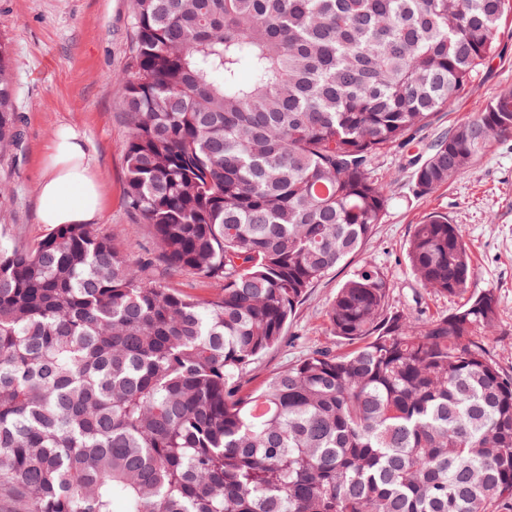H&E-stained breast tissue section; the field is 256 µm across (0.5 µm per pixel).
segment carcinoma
Listing matches in <instances>:
<instances>
[{"label": "carcinoma", "instance_id": "carcinoma-1", "mask_svg": "<svg viewBox=\"0 0 512 512\" xmlns=\"http://www.w3.org/2000/svg\"><path fill=\"white\" fill-rule=\"evenodd\" d=\"M509 13L512 0H131L124 197L161 265L88 224L33 244L0 233L9 512H512L499 295L472 288L448 215L414 225L405 263L455 309L417 319L365 264L326 307L337 348L248 378L388 210L372 162L474 81ZM20 121L0 42V152ZM511 133L506 89L416 159L413 197ZM170 271L218 288L195 298Z\"/></svg>", "mask_w": 512, "mask_h": 512}]
</instances>
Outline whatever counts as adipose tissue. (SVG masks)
<instances>
[{"label":"adipose tissue","instance_id":"ef3b65f1","mask_svg":"<svg viewBox=\"0 0 512 512\" xmlns=\"http://www.w3.org/2000/svg\"><path fill=\"white\" fill-rule=\"evenodd\" d=\"M38 217L49 228L61 224L96 223L105 198L92 164L87 141L69 125L52 139L46 171L38 186Z\"/></svg>","mask_w":512,"mask_h":512}]
</instances>
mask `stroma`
<instances>
[{"label": "stroma", "mask_w": 512, "mask_h": 512, "mask_svg": "<svg viewBox=\"0 0 512 512\" xmlns=\"http://www.w3.org/2000/svg\"><path fill=\"white\" fill-rule=\"evenodd\" d=\"M131 39L130 0H0V41L8 44L16 78V104L22 117L19 149L0 154V179L10 195L0 202V224L25 243L48 231L38 220V184L44 157L59 125L84 133L105 192V208L95 229L133 258L156 253L148 225L126 206L124 143L128 136L112 74L126 71ZM497 54L471 86L431 128L408 147L379 156L373 173L392 204L361 250L309 291L288 327V344L256 361L253 384L299 359L309 346H335L324 311L338 286L363 263L379 267L393 289L394 302L412 312L444 313L454 299L418 289L404 261L414 224L433 212L447 214L461 227L472 251L474 287L497 289L500 322L490 352L512 373V136L497 139L472 167L431 196L411 199V161L442 131L471 116L505 89H512V14L502 23Z\"/></svg>", "instance_id": "obj_1"}]
</instances>
